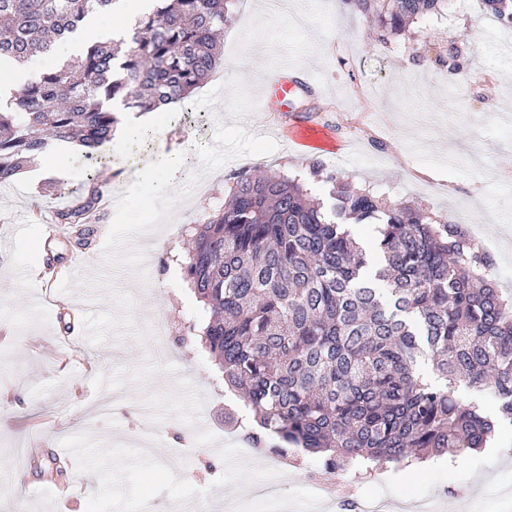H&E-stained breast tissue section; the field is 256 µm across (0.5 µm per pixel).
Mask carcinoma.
Listing matches in <instances>:
<instances>
[{
	"instance_id": "carcinoma-1",
	"label": "carcinoma",
	"mask_w": 512,
	"mask_h": 512,
	"mask_svg": "<svg viewBox=\"0 0 512 512\" xmlns=\"http://www.w3.org/2000/svg\"><path fill=\"white\" fill-rule=\"evenodd\" d=\"M379 37L440 14L444 0H347ZM118 0H0V66H22L83 31ZM229 0H171L127 39L87 36L80 57L0 103V184L72 141L98 160L120 112L190 100L220 63ZM512 25V0H482ZM329 205L279 172L229 176L224 207L190 224L182 275L208 316L200 343L240 390L255 448L315 455L330 472L404 468L485 448L497 421L456 388L491 392L512 424V298L488 277L490 253L459 224L388 203L340 180ZM104 187L88 179L62 224L90 234ZM378 221L366 252L349 228Z\"/></svg>"
}]
</instances>
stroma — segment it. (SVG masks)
Returning <instances> with one entry per match:
<instances>
[{
	"label": "stroma",
	"instance_id": "stroma-1",
	"mask_svg": "<svg viewBox=\"0 0 512 512\" xmlns=\"http://www.w3.org/2000/svg\"><path fill=\"white\" fill-rule=\"evenodd\" d=\"M455 40L465 49L456 72L419 63L416 52ZM219 71L179 106L151 121L88 165L72 146L60 183L22 170L0 186V512H56L59 485L72 486L78 512H177L236 487L243 512H280L307 503L317 457L289 467L276 495L254 489L264 454L236 463L237 418L244 407L201 345L184 328L202 312L172 256L185 227L224 205L231 172L290 176L312 160L392 203L422 208L470 226L497 223L488 248L500 288L512 291V27L480 5L458 9L451 23L413 24L388 42L375 39L345 0H295L269 15L237 0L224 27ZM321 84L325 98L304 96L302 113L319 111L348 160L314 149H287L277 113L262 112L257 89L285 58ZM106 187L94 235L71 251L56 214L81 195L89 176ZM122 254L114 280L34 286L24 268L71 255L100 263ZM98 293L89 332L64 339L70 297ZM39 447L20 475L18 449ZM501 451L435 460L407 478L386 465L335 473L337 498L349 492L387 498L389 512L425 497L447 512H512V425L495 436ZM81 449L71 467L55 462L62 445Z\"/></svg>",
	"mask_w": 512,
	"mask_h": 512
}]
</instances>
